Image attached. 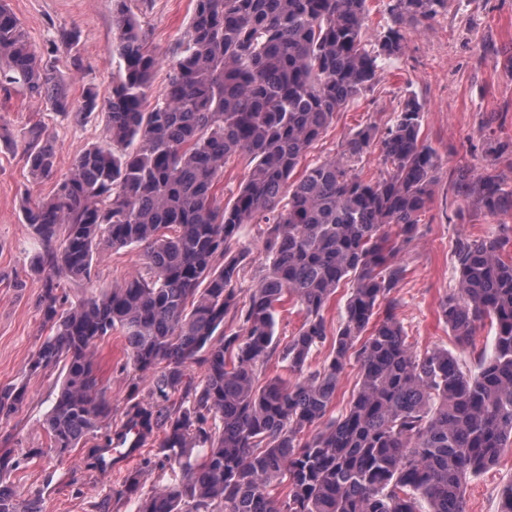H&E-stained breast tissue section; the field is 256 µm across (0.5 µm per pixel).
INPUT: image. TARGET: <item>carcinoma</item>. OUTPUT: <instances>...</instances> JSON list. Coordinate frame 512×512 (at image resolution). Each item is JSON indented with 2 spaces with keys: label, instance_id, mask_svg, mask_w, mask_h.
Returning <instances> with one entry per match:
<instances>
[{
  "label": "carcinoma",
  "instance_id": "carcinoma-1",
  "mask_svg": "<svg viewBox=\"0 0 512 512\" xmlns=\"http://www.w3.org/2000/svg\"><path fill=\"white\" fill-rule=\"evenodd\" d=\"M448 2L388 0L391 24L372 45L366 0H194L167 87L147 110L158 58L141 20L115 0L112 94L100 106L90 91L71 113L80 123L105 111L104 139L51 196L23 207L40 247L38 309L50 327L27 370L64 371L44 418L50 447L61 455L78 447L109 416L92 349L118 328L135 368L154 377L152 400L131 404L87 464L98 467L102 443L132 428L144 439L163 433L158 464L170 482L139 512H465L470 479L512 446V256L499 237L460 241L457 293L439 305L461 346L480 324H494L493 353L471 366L446 349L418 353L390 314L374 316L404 274L385 228L412 241L437 180L424 104L407 98L384 131L366 126L338 156L301 166L336 113L373 88L380 62L403 53L405 20H431ZM62 46L73 47L65 32L37 51L0 0L1 85L66 110L67 87L44 60ZM375 141L385 171L366 181L357 166ZM22 143L29 176L52 179L56 150L42 123ZM507 152L484 140L489 162ZM236 156L248 158V176L222 204L217 185ZM450 183L479 212L512 210V188L490 173L459 168ZM248 224L267 225V263L242 305ZM132 245L144 250L145 272L74 304L58 293L59 273L87 279L102 250ZM343 284L350 293L330 360L310 371L328 339L324 312ZM288 296L305 317L282 345L276 313ZM229 316L239 330L226 331ZM274 356L297 382L278 375L258 384ZM352 357L356 393L319 430ZM198 362L205 371L196 384L188 369ZM23 401L24 389L0 387V419ZM19 467L0 455V512H29L7 482ZM285 481L280 499L272 486Z\"/></svg>",
  "mask_w": 512,
  "mask_h": 512
}]
</instances>
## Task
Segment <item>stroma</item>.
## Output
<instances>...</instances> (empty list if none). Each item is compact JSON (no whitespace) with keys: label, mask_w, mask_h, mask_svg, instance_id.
Here are the masks:
<instances>
[{"label":"stroma","mask_w":512,"mask_h":512,"mask_svg":"<svg viewBox=\"0 0 512 512\" xmlns=\"http://www.w3.org/2000/svg\"><path fill=\"white\" fill-rule=\"evenodd\" d=\"M7 4L37 50H44L60 32L75 33L71 52H58L53 59L68 88L71 108H78L89 90L102 101L110 96L118 65L112 53L114 0H7ZM128 7L141 19L159 58L147 93L152 104L165 90L193 4L192 0H129ZM406 36L405 51L383 62L374 89L337 113L306 160L335 156L358 127L385 128L408 96L424 103L423 137L436 152L437 183L417 237L397 255L405 273L392 293V315L413 350L444 347L468 361L473 353L492 350L495 329L481 325L471 345L461 346L439 316V304L453 293L458 278L455 246L463 238L501 235L508 239L506 254H512V217L474 215L452 193L448 175L460 165L480 173L490 169L512 187V158L504 157L491 167L477 150L486 118L493 113L499 116L496 137L512 143V62L501 53L503 46H512V0H450L433 20L407 23ZM37 121L46 125L57 146L55 178L39 184L29 178L20 145L23 129ZM104 134L101 113L77 124L36 103L20 86L0 88V387L17 385L26 390L20 410L0 420V454L20 460L9 481L34 512H137L144 499L169 481L168 472L144 465L142 458L106 474L84 465V448L57 456L42 423L59 390L60 371L32 376L26 370L46 331L38 311L43 280L31 271L36 250L23 218L24 199L30 193L49 195L55 179L66 176L75 158L101 142ZM264 237L261 224L247 225L243 232L241 243L249 254L238 282L242 296H249L265 266ZM143 263L141 248L109 250L93 265L89 279L76 282L64 276L60 287L74 302L122 284ZM94 367L111 402L110 424L123 419L131 402L150 400L151 381L135 369L120 331L98 341ZM33 448L40 449V456L29 457ZM131 473L138 477V489L128 496L121 486ZM511 481L512 447L469 483L466 512H498L500 490Z\"/></svg>","instance_id":"stroma-1"}]
</instances>
